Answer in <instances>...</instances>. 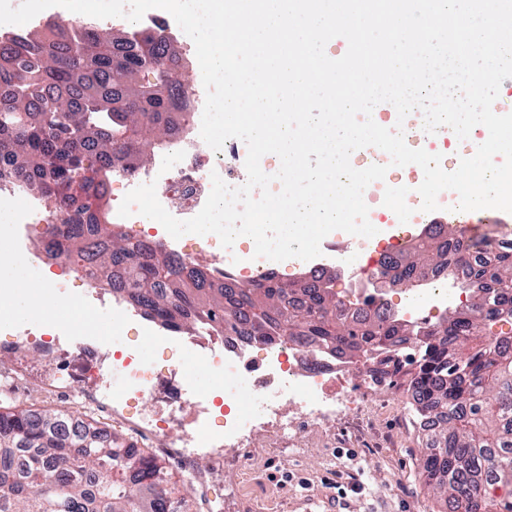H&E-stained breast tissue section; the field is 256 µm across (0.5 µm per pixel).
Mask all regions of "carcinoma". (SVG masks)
<instances>
[{"instance_id": "cac0c4a2", "label": "carcinoma", "mask_w": 512, "mask_h": 512, "mask_svg": "<svg viewBox=\"0 0 512 512\" xmlns=\"http://www.w3.org/2000/svg\"><path fill=\"white\" fill-rule=\"evenodd\" d=\"M161 31L114 37L77 23H54L0 43V177L27 178L60 213L47 254L92 281L118 279L127 302L174 331L286 336L349 363L367 360L414 336L405 370H373L376 379L407 377L423 421L425 485L448 512H512V336L500 307L512 306V242L473 254L464 229L432 224L384 257L375 277L413 287L444 270L469 303L426 327L390 313L348 307L330 283L274 272L252 281L215 279L208 269L147 250L112 232L88 200L107 193L104 167L90 158L147 161L184 101L185 84ZM155 456L125 434L55 411L0 406V512H195Z\"/></svg>"}]
</instances>
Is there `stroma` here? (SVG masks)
<instances>
[{"label": "stroma", "mask_w": 512, "mask_h": 512, "mask_svg": "<svg viewBox=\"0 0 512 512\" xmlns=\"http://www.w3.org/2000/svg\"><path fill=\"white\" fill-rule=\"evenodd\" d=\"M57 354L45 355L40 342L22 350L0 351V404L70 411L83 403V416L101 425L117 423L103 408L108 369L89 372L84 358L73 355L72 342L57 338ZM57 381L56 397L18 392L6 376ZM296 448H242L223 471L206 473L207 481L230 484L222 512H306L318 501L323 512H438L424 486L419 459L423 453L418 417L405 382L367 385L357 406L338 417L330 430L297 428ZM356 476L359 494L339 497L338 476Z\"/></svg>", "instance_id": "35a3bbf8"}]
</instances>
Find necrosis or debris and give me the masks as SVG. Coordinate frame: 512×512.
<instances>
[{"label":"necrosis or debris","instance_id":"necrosis-or-debris-1","mask_svg":"<svg viewBox=\"0 0 512 512\" xmlns=\"http://www.w3.org/2000/svg\"><path fill=\"white\" fill-rule=\"evenodd\" d=\"M205 99L203 83H195L188 95L185 119L177 122L152 161L131 171L113 167L110 189L114 204H121L135 187L152 182L162 206L175 218L187 220L203 208L211 191L212 175H219L232 187L245 184L247 173L241 158L247 153L246 144L231 138L216 151L201 137ZM408 170L407 178L381 183V196L371 203L372 211L397 223L419 221L422 198L418 188L424 174L415 164L409 165ZM54 222V215L44 208L38 192L11 181L0 182V266L20 263L33 271L35 280L43 286L47 306L55 309L66 288L77 283L86 287L91 283L77 266L48 260L38 227ZM111 224L132 241L163 249L188 263H205L221 247L214 234L172 238L167 232L154 230L151 219L136 213L128 217L112 215ZM335 243V235H327L321 242L319 257L278 263L255 257L253 249L238 240L229 251V261L214 268L213 274L220 278L228 273L239 280H252L285 266L305 272L317 283L322 273L338 266L367 278L390 250L387 243L366 238L357 239L353 247L342 251L335 250ZM94 288L95 297L111 295L113 326L129 323L138 326L129 348L112 361L113 366L122 369L127 383L126 391L112 398L113 412L123 413L132 400H156L164 388L173 395L166 416L139 413L132 424L138 437L163 435L177 426L187 428L189 435L198 440L210 441L217 451L224 447L254 448L258 445L255 434L262 427L274 426L284 434L299 422L326 425L334 421L337 411L357 402L358 369L333 354L301 346L285 337L259 344L246 336L185 338L164 333L151 324L141 323L140 313L114 294L111 285L103 283ZM336 295L348 306L371 314L395 310L404 322L413 325L432 323L439 312L462 302L442 275L429 279L426 287L415 289L395 303L390 302L383 288H340ZM159 344L200 359L214 382L209 406L184 414L182 398L186 390L181 381L182 363L170 365L167 373L162 374L143 355L145 346Z\"/></svg>","mask_w":512,"mask_h":512}]
</instances>
